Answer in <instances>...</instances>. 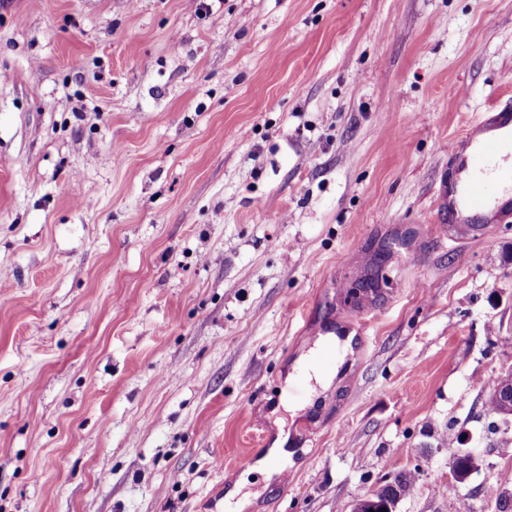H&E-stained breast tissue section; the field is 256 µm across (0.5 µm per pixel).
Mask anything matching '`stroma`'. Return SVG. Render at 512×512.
<instances>
[{
    "label": "stroma",
    "instance_id": "35a3bbf8",
    "mask_svg": "<svg viewBox=\"0 0 512 512\" xmlns=\"http://www.w3.org/2000/svg\"><path fill=\"white\" fill-rule=\"evenodd\" d=\"M504 107L512 0H0V512H350L408 472L395 512H498L512 222L436 228ZM319 348H311L307 355L303 356L299 362L300 369H303L308 382L314 381L313 385H310L312 394H316L318 388L327 389L333 379L332 368L321 367L317 363V355Z\"/></svg>",
    "mask_w": 512,
    "mask_h": 512
}]
</instances>
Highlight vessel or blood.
<instances>
[{"mask_svg":"<svg viewBox=\"0 0 512 512\" xmlns=\"http://www.w3.org/2000/svg\"><path fill=\"white\" fill-rule=\"evenodd\" d=\"M445 151L453 172L444 196L447 225L440 233L452 241L479 235L485 225L512 217V111L504 110L469 124L463 143Z\"/></svg>","mask_w":512,"mask_h":512,"instance_id":"1","label":"vessel or blood"}]
</instances>
